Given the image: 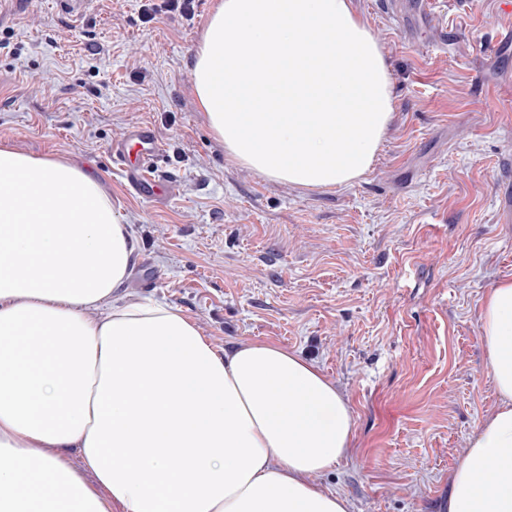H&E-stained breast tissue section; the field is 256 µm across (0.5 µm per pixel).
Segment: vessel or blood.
Masks as SVG:
<instances>
[{"instance_id":"obj_1","label":"vessel or blood","mask_w":512,"mask_h":512,"mask_svg":"<svg viewBox=\"0 0 512 512\" xmlns=\"http://www.w3.org/2000/svg\"><path fill=\"white\" fill-rule=\"evenodd\" d=\"M162 150L153 128L147 124L134 126L125 140L111 147V156L118 169L131 181L137 193L149 200L166 195L173 188L171 174L157 165Z\"/></svg>"}]
</instances>
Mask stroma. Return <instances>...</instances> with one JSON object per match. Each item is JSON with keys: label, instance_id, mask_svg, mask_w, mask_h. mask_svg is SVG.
Listing matches in <instances>:
<instances>
[{"label": "stroma", "instance_id": "stroma-1", "mask_svg": "<svg viewBox=\"0 0 512 512\" xmlns=\"http://www.w3.org/2000/svg\"><path fill=\"white\" fill-rule=\"evenodd\" d=\"M26 0L0 14V146L94 173L138 241L120 288L179 308L217 348L269 341L316 363L355 419L322 485L352 512H445L496 406L484 294L512 279V11L503 0H352L393 117L371 170L331 189L232 159L191 82L216 0ZM151 124L174 197L148 202L110 146Z\"/></svg>", "mask_w": 512, "mask_h": 512}]
</instances>
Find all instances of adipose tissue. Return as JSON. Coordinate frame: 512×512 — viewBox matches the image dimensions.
I'll return each instance as SVG.
<instances>
[{
  "mask_svg": "<svg viewBox=\"0 0 512 512\" xmlns=\"http://www.w3.org/2000/svg\"><path fill=\"white\" fill-rule=\"evenodd\" d=\"M191 82L233 159L304 188L361 178L393 116L351 0H219ZM136 246L93 174L0 148V512H351L318 481L354 435L336 384L276 343L218 350L179 309L120 302ZM479 322L498 403L447 508L512 512V280Z\"/></svg>",
  "mask_w": 512,
  "mask_h": 512,
  "instance_id": "adipose-tissue-1",
  "label": "adipose tissue"
}]
</instances>
